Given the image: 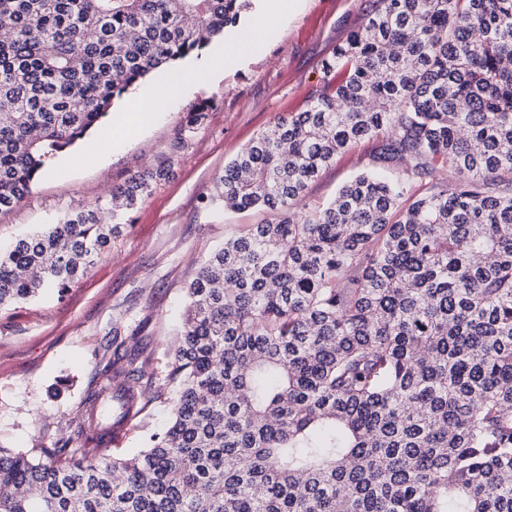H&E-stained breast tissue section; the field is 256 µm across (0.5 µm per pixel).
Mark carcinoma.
Masks as SVG:
<instances>
[{
    "label": "carcinoma",
    "instance_id": "cac0c4a2",
    "mask_svg": "<svg viewBox=\"0 0 512 512\" xmlns=\"http://www.w3.org/2000/svg\"><path fill=\"white\" fill-rule=\"evenodd\" d=\"M254 0H0V211L164 63ZM512 0H370L303 112L224 166V208L270 219L189 283L168 428L90 455L144 409L112 336L53 447L0 448V512H512ZM364 172L300 209L336 156ZM162 169L0 251V307L81 278ZM35 270L30 277L19 271ZM121 374L125 382L115 383ZM114 402L115 421L95 404ZM81 457H76V454ZM381 141H364L354 149L339 155L334 164L312 181L305 192L303 203L309 209L321 207L329 201L336 190L352 176L374 164Z\"/></svg>",
    "mask_w": 512,
    "mask_h": 512
}]
</instances>
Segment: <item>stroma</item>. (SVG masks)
<instances>
[{"label": "stroma", "instance_id": "1", "mask_svg": "<svg viewBox=\"0 0 512 512\" xmlns=\"http://www.w3.org/2000/svg\"><path fill=\"white\" fill-rule=\"evenodd\" d=\"M257 0L251 13L214 38L207 51L151 73L140 94L182 88L158 118L141 124L123 145L84 142L50 160L30 192L0 211V250L16 239L58 223L66 213L104 199L112 187L147 169L167 167V177L132 211L86 274L65 291L0 308V446L26 452L48 446L63 416L84 413L96 356L113 333L128 349L149 358L135 388L147 405L116 440L97 455H132L168 424L170 380L187 285L235 229L265 220L262 211L225 210L217 182L224 166L281 115L305 111L320 88L323 64L336 46L366 21L367 0H287L275 27L248 56L228 58L208 74L211 50L237 43L266 13ZM191 81H184L186 72ZM206 117L187 128L198 103ZM380 143L365 141L339 155L312 181L309 208L329 201L352 176L374 163Z\"/></svg>", "mask_w": 512, "mask_h": 512}]
</instances>
